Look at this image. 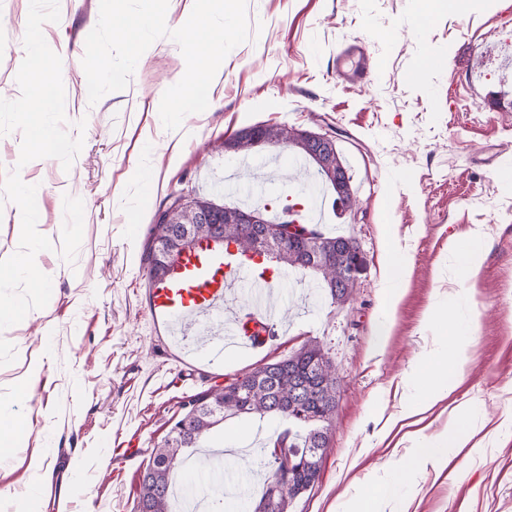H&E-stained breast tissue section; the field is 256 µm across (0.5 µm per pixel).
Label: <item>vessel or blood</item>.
Instances as JSON below:
<instances>
[{"mask_svg": "<svg viewBox=\"0 0 512 512\" xmlns=\"http://www.w3.org/2000/svg\"><path fill=\"white\" fill-rule=\"evenodd\" d=\"M336 69L352 84L370 77L367 59L354 43L337 57ZM243 282L249 287L247 303L229 307L230 295ZM280 285V275L203 243L185 254L169 276L151 284L149 312L197 356L220 363L225 354L253 351L274 339L281 317L270 298Z\"/></svg>", "mask_w": 512, "mask_h": 512, "instance_id": "obj_1", "label": "vessel or blood"}]
</instances>
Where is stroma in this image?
<instances>
[{
    "mask_svg": "<svg viewBox=\"0 0 512 512\" xmlns=\"http://www.w3.org/2000/svg\"><path fill=\"white\" fill-rule=\"evenodd\" d=\"M42 27L62 60L65 129L83 137L71 168L55 158L19 165L22 135L0 136V169L36 186L38 231L52 250L37 265L52 281L46 307L0 331V412L27 432L0 453V512H135L152 449L186 397L282 360L320 341L342 394L318 484L288 512H512V86L500 46L512 0H247L250 38L225 58L211 102L165 129L159 106L186 64L178 44L157 39L125 89L90 103L81 94L87 35L99 0H59ZM29 0H0V97L20 95ZM361 42L366 84L335 76L336 54ZM85 129H78V122ZM333 135L358 203L327 211L323 228L354 238L364 270L345 304L317 298L313 274H289L275 341L223 364L189 358L148 312L143 254L154 216L176 197L236 206L226 188L225 139L255 125ZM488 248L473 276L459 250L474 232ZM402 253L400 282L386 281L387 251ZM464 344L448 392L414 413L432 362ZM468 433L446 459L396 474L412 448L455 427ZM275 416L226 420L207 440L225 449L271 447Z\"/></svg>",
    "mask_w": 512,
    "mask_h": 512,
    "instance_id": "obj_1",
    "label": "stroma"
}]
</instances>
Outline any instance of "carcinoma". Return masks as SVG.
Returning <instances> with one entry per match:
<instances>
[{
    "mask_svg": "<svg viewBox=\"0 0 512 512\" xmlns=\"http://www.w3.org/2000/svg\"><path fill=\"white\" fill-rule=\"evenodd\" d=\"M259 138L274 146H287L315 166V180L332 189L342 206L355 202L350 176L338 152L318 155L314 148L291 135L286 126L255 125ZM218 213L226 222L224 239L234 243L240 254L251 253L252 239L239 237V225L232 223L236 207H220ZM166 212L156 215L153 234L145 253L150 280H157L153 268V252L157 238L165 235ZM307 236L278 252L274 271L306 269L303 256L310 243L318 242L331 256L332 262L309 271L319 277L318 290L331 303H346L353 292L350 272L363 264L362 258L347 249L350 238L328 236L316 224H300ZM246 382L240 391L208 390L181 402V409L190 418L188 434H168L163 443L153 449L140 483L137 512H172L173 488L179 467L183 466L186 448L201 447L202 437L232 416L274 415L288 423L271 451L272 473L264 478L262 494L255 499L253 512H288L292 500L312 489L321 476L322 462L329 443V423L339 402L340 384L336 369L323 346L317 340L306 341L287 358L257 366L244 374ZM174 458L177 468L166 462Z\"/></svg>",
    "mask_w": 512,
    "mask_h": 512,
    "instance_id": "obj_1",
    "label": "carcinoma"
}]
</instances>
